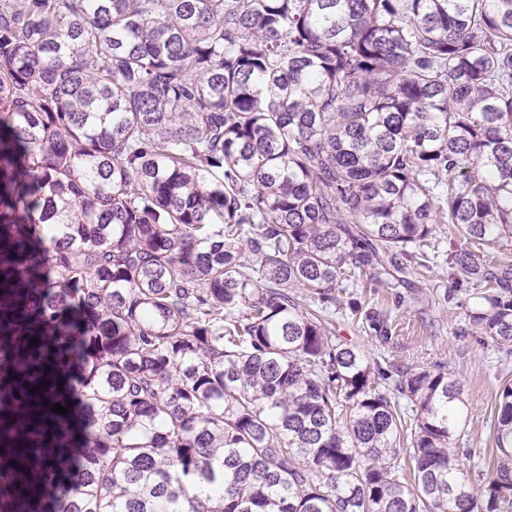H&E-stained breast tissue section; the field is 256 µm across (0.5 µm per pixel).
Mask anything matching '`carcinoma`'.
<instances>
[{
	"instance_id": "1",
	"label": "carcinoma",
	"mask_w": 512,
	"mask_h": 512,
	"mask_svg": "<svg viewBox=\"0 0 512 512\" xmlns=\"http://www.w3.org/2000/svg\"><path fill=\"white\" fill-rule=\"evenodd\" d=\"M425 270L512 356V0H0V512H512ZM421 302L411 313H402L399 334L400 345L391 357L400 364L410 365L432 363L444 360L448 368L464 384V398L468 409L467 429L470 448L476 451L475 461L479 456L487 458L490 423L493 419L495 395L498 390V376L509 373L512 376V357L503 358L493 352L483 350L476 341V337L454 336L453 330L462 320L463 309L459 306H449L441 310L437 305L431 306L432 286L439 288H454V284L447 279L431 283L430 288L423 282H418ZM423 314H419L417 311ZM424 319L422 322L421 319ZM431 322V325L429 324ZM333 324L336 328L337 336H340L342 340L356 344L364 350L367 355H379V349L376 347L375 341H373L364 330L361 331L357 322L352 319L348 312L347 315L336 314V319Z\"/></svg>"
}]
</instances>
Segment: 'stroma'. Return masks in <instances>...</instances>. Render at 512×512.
<instances>
[{"instance_id":"obj_1","label":"stroma","mask_w":512,"mask_h":512,"mask_svg":"<svg viewBox=\"0 0 512 512\" xmlns=\"http://www.w3.org/2000/svg\"><path fill=\"white\" fill-rule=\"evenodd\" d=\"M420 295L419 310L408 313L401 321L400 344L394 358L405 365L447 361L465 386L470 446L477 455H486L498 390L496 376L512 374V357L481 349L475 337L455 336L453 330L463 315L462 308L451 306L443 310L432 305L430 291L425 287Z\"/></svg>"}]
</instances>
